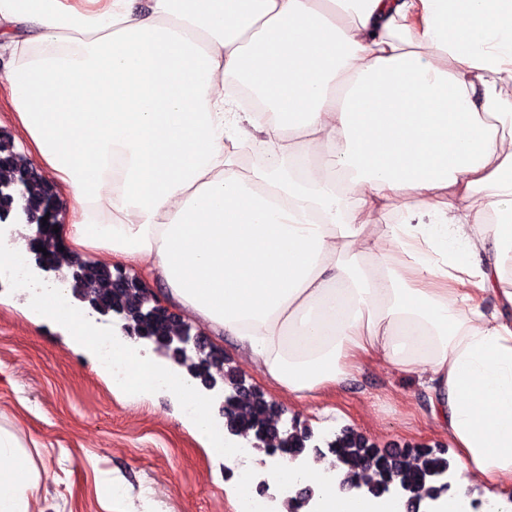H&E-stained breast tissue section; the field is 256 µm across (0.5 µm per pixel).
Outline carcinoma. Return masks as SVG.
Returning <instances> with one entry per match:
<instances>
[{
	"label": "carcinoma",
	"instance_id": "obj_1",
	"mask_svg": "<svg viewBox=\"0 0 512 512\" xmlns=\"http://www.w3.org/2000/svg\"><path fill=\"white\" fill-rule=\"evenodd\" d=\"M19 210L28 222H45L49 226L58 223V209L51 205L45 179L33 170L11 140L0 138V224L15 218ZM40 247L46 252L38 251ZM59 251L60 246L36 237L29 246L34 262L46 263L54 273L59 271L56 261ZM68 268L66 279L80 284V301L87 303L93 312L102 316L118 314L129 330L150 337L158 348H174L178 334L171 321L152 311L151 301L135 279L130 277L126 285L116 286L114 281L118 276L110 269L78 253L71 254ZM215 367L222 369L224 363L215 359L210 347L205 346L187 370L192 380L200 382L214 379ZM220 378L226 396L230 397L224 407V426L232 427L238 435L253 434L252 447L265 456L281 453L293 463L310 448L317 452L325 448L347 470L344 483L355 488L371 491L390 483L420 503H429L447 493L448 485L437 480L452 470L445 452L407 448L405 453L393 456L374 448L350 428L337 431L329 438H318L307 427H284L275 419L273 406L264 395L245 387L235 371H223Z\"/></svg>",
	"mask_w": 512,
	"mask_h": 512
}]
</instances>
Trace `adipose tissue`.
Wrapping results in <instances>:
<instances>
[{
  "mask_svg": "<svg viewBox=\"0 0 512 512\" xmlns=\"http://www.w3.org/2000/svg\"><path fill=\"white\" fill-rule=\"evenodd\" d=\"M0 46L74 250L145 269L296 402L364 364L416 376L512 512V0H0ZM270 478L392 512L332 457ZM42 479L0 427V512Z\"/></svg>",
  "mask_w": 512,
  "mask_h": 512,
  "instance_id": "1",
  "label": "adipose tissue"
}]
</instances>
